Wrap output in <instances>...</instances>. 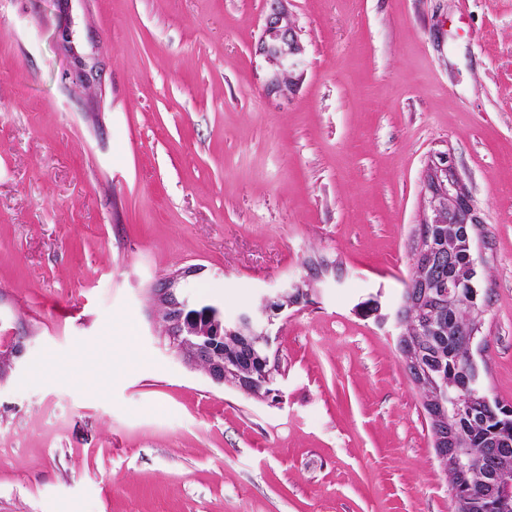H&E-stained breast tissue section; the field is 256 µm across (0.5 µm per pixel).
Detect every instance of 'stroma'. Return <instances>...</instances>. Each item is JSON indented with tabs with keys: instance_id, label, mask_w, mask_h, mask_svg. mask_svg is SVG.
Listing matches in <instances>:
<instances>
[{
	"instance_id": "obj_1",
	"label": "stroma",
	"mask_w": 512,
	"mask_h": 512,
	"mask_svg": "<svg viewBox=\"0 0 512 512\" xmlns=\"http://www.w3.org/2000/svg\"><path fill=\"white\" fill-rule=\"evenodd\" d=\"M269 0H0V512H452L389 325L447 155L478 221L473 355L512 405V0H288L295 90L268 94ZM72 31L97 80L63 47ZM275 320L282 396L213 383L152 294ZM150 362L110 368L126 337Z\"/></svg>"
}]
</instances>
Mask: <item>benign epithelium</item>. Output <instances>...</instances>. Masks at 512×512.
<instances>
[{
	"mask_svg": "<svg viewBox=\"0 0 512 512\" xmlns=\"http://www.w3.org/2000/svg\"><path fill=\"white\" fill-rule=\"evenodd\" d=\"M285 0H270L263 32L258 43L259 55L271 66L267 91L279 97L297 80L296 57L301 52L296 26L291 21ZM426 218L422 239L430 240L434 231L448 239V256H453L457 238L471 220L469 197L463 190L454 170L443 159L429 166L425 175ZM425 252H416L419 260L412 267L419 287L408 288L399 300L383 309L379 300H373L376 321L391 323L396 330V345L403 358V367L415 385L430 371L420 358L413 356L417 349L408 328L411 316L418 309L427 315L426 333L448 334L463 340L467 348L479 331L472 319L457 323L445 322L443 309L456 311L463 299V289L472 287L477 276L478 258L469 254V264L455 268L445 279L432 268V262L423 259ZM189 271L175 273L160 280L153 293L161 308L163 334L178 354L194 365L204 368L212 382L232 387L246 396L268 400L275 396L273 384L281 374V362L272 351L270 326L286 309L310 301V290L297 281L288 282L274 294L262 300L256 311L244 310L227 317L213 307L200 316L195 310L200 304L190 300L179 284ZM471 381L461 374L451 383L436 387L424 398L433 436L436 459L443 472L453 471L459 485L451 491L454 512H476L478 502L465 492L466 486L477 480L482 484L484 499L498 503L512 499V483H503L498 475L512 469V450L507 447L486 448L481 453L463 452L471 445L472 434L457 424L460 419L475 424L479 416L472 409L469 398Z\"/></svg>",
	"mask_w": 512,
	"mask_h": 512,
	"instance_id": "obj_1",
	"label": "benign epithelium"
}]
</instances>
